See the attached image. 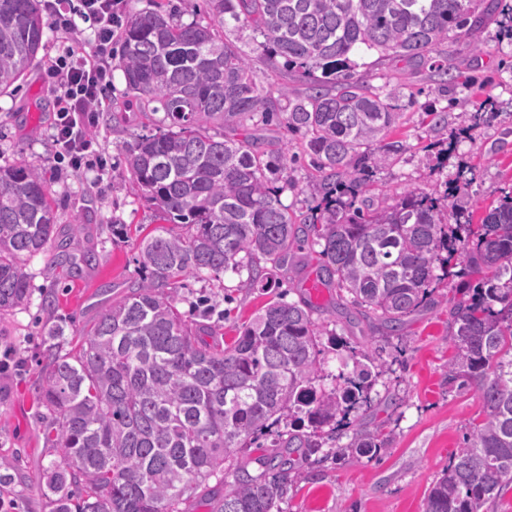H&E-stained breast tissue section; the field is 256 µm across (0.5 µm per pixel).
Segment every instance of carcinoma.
Listing matches in <instances>:
<instances>
[{
    "mask_svg": "<svg viewBox=\"0 0 512 512\" xmlns=\"http://www.w3.org/2000/svg\"><path fill=\"white\" fill-rule=\"evenodd\" d=\"M211 23H185L170 2L128 16L112 69L126 85L123 108L141 114L126 144L131 182L154 205L158 227L139 246L145 277L63 351L64 331H45L38 406L56 455L38 488L53 512H282L290 455L321 462L334 424L371 403L384 373L379 351L363 352L331 389L321 378V330L310 303L274 296L227 344L210 345L163 289L193 276L288 266L302 238L318 245L317 278L344 291L386 336H398L451 261L491 273L454 302L448 389L473 388L484 417L433 483L424 512H488L512 484V195L481 223L448 228L454 195L407 190L380 208L370 174L390 163L385 141L400 113L392 99L353 78L352 57L376 50L423 62L448 37L480 49L481 0H205ZM249 25L261 37L246 54L220 31ZM49 28L39 0H0V89L15 83ZM306 90L272 91L256 63L279 59ZM321 76H316V72ZM163 116H158V113ZM278 124L304 139L322 196L306 214L281 201L294 187L283 144L260 131ZM223 132L218 133L216 129ZM55 210L43 173L0 167V312L29 300L21 258L45 250ZM93 256L60 246L54 262L72 275ZM272 450L257 468L224 463L263 437ZM381 428L357 429L336 451L347 463L385 447ZM215 485H210V480Z\"/></svg>",
    "mask_w": 512,
    "mask_h": 512,
    "instance_id": "cac0c4a2",
    "label": "carcinoma"
}]
</instances>
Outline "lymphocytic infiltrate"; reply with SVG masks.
Here are the masks:
<instances>
[{
    "label": "lymphocytic infiltrate",
    "instance_id": "f902f5d3",
    "mask_svg": "<svg viewBox=\"0 0 512 512\" xmlns=\"http://www.w3.org/2000/svg\"><path fill=\"white\" fill-rule=\"evenodd\" d=\"M122 0H78L68 8L64 0L47 4L51 27L65 33L76 29L78 21L93 26L94 49L80 55L63 51L52 67L51 92L54 97L53 141L55 155L67 168L78 171L91 164L95 139L91 133L96 114L105 101L112 78V37L120 18Z\"/></svg>",
    "mask_w": 512,
    "mask_h": 512
}]
</instances>
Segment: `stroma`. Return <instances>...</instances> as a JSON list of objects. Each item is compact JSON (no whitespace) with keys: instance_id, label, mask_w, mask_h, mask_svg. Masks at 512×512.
I'll use <instances>...</instances> for the list:
<instances>
[{"instance_id":"1","label":"stroma","mask_w":512,"mask_h":512,"mask_svg":"<svg viewBox=\"0 0 512 512\" xmlns=\"http://www.w3.org/2000/svg\"><path fill=\"white\" fill-rule=\"evenodd\" d=\"M484 2L490 19L481 50L452 38L426 63H405L373 52L355 67L354 77L366 80L377 92L399 91L394 104L402 117L388 138L402 142L403 149L373 176L376 204H395L409 189L442 194L461 183L465 189L456 197L457 206L477 221L486 209L512 194V16L504 9L507 0ZM92 39L83 22L66 36L47 30L45 46L24 77L0 91V166L26 164L42 170L56 202L59 241L75 254L95 256L75 277L55 265L52 252L23 257L30 300L0 314V354L11 352L22 363L20 371L0 375V460L12 461L18 472L14 487L0 492L6 512H52L36 484L41 464L55 454L35 416L44 327H62L68 339L85 335L141 277L134 261L135 239L113 235V225H159L154 208L141 198L125 171L122 146L137 130L140 116L129 112L121 123L112 120L113 107L125 100L121 71L112 74L107 105L92 130L98 142V167L77 173L55 168L48 72L62 44L87 53ZM444 60L461 72L457 85L446 91L434 71L435 63ZM488 99L495 107L492 118L483 108ZM435 110L444 112V124H434ZM273 134L289 138L299 155L290 172L294 186L281 200L294 211H307L321 195L310 158L302 152V139L288 136L282 128ZM75 224L83 231L74 238L70 228ZM317 271L318 263L304 245L293 248L287 268L261 270V277L276 282L277 292L247 287V274L227 272L216 278H185L173 296L187 322H199L201 312L212 310L216 338L228 343L273 295L298 300ZM481 280V275L464 270L442 279L398 337L375 334L347 293L326 288L315 298L312 319L327 331L322 338L324 387H332L351 350L382 348L386 371L371 393L370 406L351 417L350 426H382L389 443L356 464L332 458L313 464L296 457L295 481L282 512H424L432 483L462 447L471 423L483 416L475 390L452 391L445 382L452 355L450 301L459 288H474ZM335 335L342 337L345 348H332Z\"/></svg>"}]
</instances>
